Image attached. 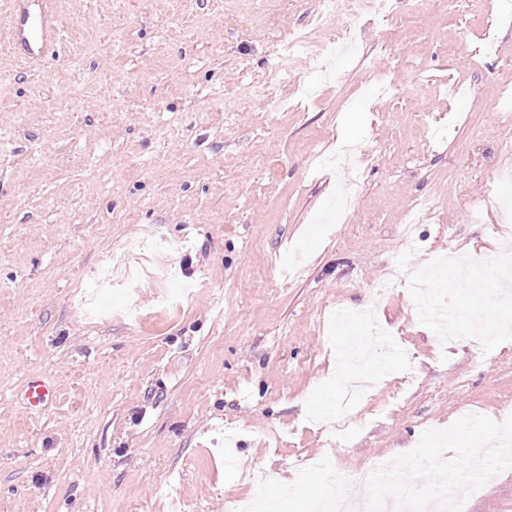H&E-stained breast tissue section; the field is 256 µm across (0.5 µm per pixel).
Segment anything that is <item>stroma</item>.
<instances>
[{
  "label": "stroma",
  "mask_w": 512,
  "mask_h": 512,
  "mask_svg": "<svg viewBox=\"0 0 512 512\" xmlns=\"http://www.w3.org/2000/svg\"><path fill=\"white\" fill-rule=\"evenodd\" d=\"M52 6L33 62L0 0V512H235L285 481L301 507L412 454L433 493L512 432V0ZM148 236L174 259L95 285ZM451 254L478 282L377 300ZM362 341L377 385L334 433ZM487 464L465 512H512V461Z\"/></svg>",
  "instance_id": "1"
}]
</instances>
